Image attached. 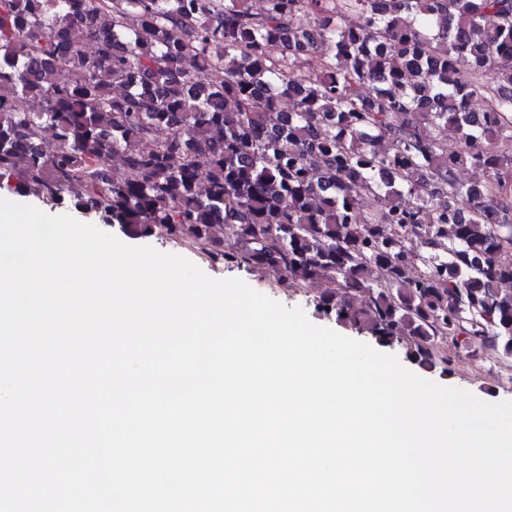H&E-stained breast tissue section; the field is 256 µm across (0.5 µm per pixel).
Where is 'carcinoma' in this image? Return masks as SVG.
<instances>
[{
	"instance_id": "carcinoma-1",
	"label": "carcinoma",
	"mask_w": 512,
	"mask_h": 512,
	"mask_svg": "<svg viewBox=\"0 0 512 512\" xmlns=\"http://www.w3.org/2000/svg\"><path fill=\"white\" fill-rule=\"evenodd\" d=\"M2 190L512 369V0H0Z\"/></svg>"
}]
</instances>
